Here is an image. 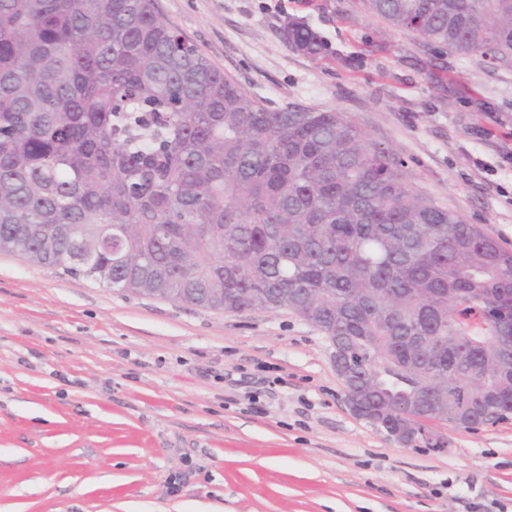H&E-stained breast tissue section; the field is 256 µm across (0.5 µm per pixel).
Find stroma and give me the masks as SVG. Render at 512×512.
Returning <instances> with one entry per match:
<instances>
[{
    "label": "stroma",
    "mask_w": 512,
    "mask_h": 512,
    "mask_svg": "<svg viewBox=\"0 0 512 512\" xmlns=\"http://www.w3.org/2000/svg\"><path fill=\"white\" fill-rule=\"evenodd\" d=\"M269 107L349 113L414 190L512 248V65L351 0H155ZM306 22L323 49L284 39ZM407 448L355 417L323 333L0 253V512H512V418Z\"/></svg>",
    "instance_id": "stroma-1"
}]
</instances>
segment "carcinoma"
<instances>
[{
  "label": "carcinoma",
  "instance_id": "obj_1",
  "mask_svg": "<svg viewBox=\"0 0 512 512\" xmlns=\"http://www.w3.org/2000/svg\"><path fill=\"white\" fill-rule=\"evenodd\" d=\"M395 30L512 60V0H356ZM295 50L315 31L288 22ZM0 252L212 310H289L359 353L421 428L512 410V251L416 193L344 112L255 99L155 0H0ZM447 382L444 403L409 384Z\"/></svg>",
  "mask_w": 512,
  "mask_h": 512
}]
</instances>
